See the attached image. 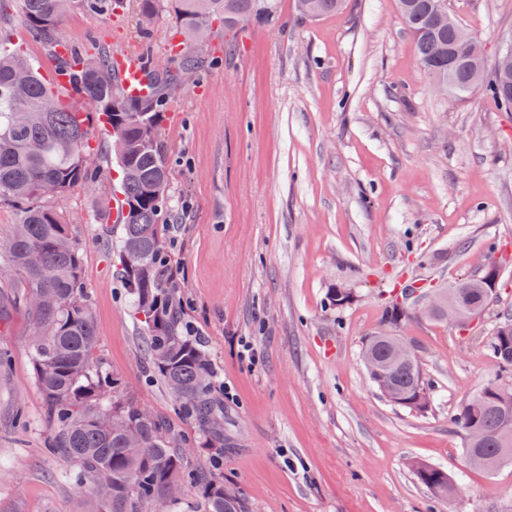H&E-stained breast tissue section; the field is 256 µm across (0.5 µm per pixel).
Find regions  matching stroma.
<instances>
[{
	"mask_svg": "<svg viewBox=\"0 0 512 512\" xmlns=\"http://www.w3.org/2000/svg\"><path fill=\"white\" fill-rule=\"evenodd\" d=\"M486 60L512 32V0H448ZM180 27L157 0L139 28L74 7L62 35L79 51L102 44L169 65ZM214 64L183 80L162 129L170 168L174 268L187 316L221 383L224 483L248 512H512V461L469 467L459 407L492 381L512 383L488 345L512 320V111L482 94L437 93L419 66L397 0H345L341 12L302 16L278 0L272 20L226 38ZM92 188L54 202L80 244L97 355L138 400L174 418V402L144 368L142 331L117 274L112 201L119 181L109 136L91 135ZM497 260L496 295L468 331L405 316L389 327L416 350L425 410L387 401L366 375L365 339L389 301L418 281L435 292ZM347 288V304L332 295ZM0 290V512H72L68 464L45 451L26 311ZM254 342L258 365L240 356ZM446 471L457 493L438 499L410 464Z\"/></svg>",
	"mask_w": 512,
	"mask_h": 512,
	"instance_id": "stroma-1",
	"label": "stroma"
}]
</instances>
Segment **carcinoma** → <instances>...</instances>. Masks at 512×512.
<instances>
[{
    "instance_id": "1",
    "label": "carcinoma",
    "mask_w": 512,
    "mask_h": 512,
    "mask_svg": "<svg viewBox=\"0 0 512 512\" xmlns=\"http://www.w3.org/2000/svg\"><path fill=\"white\" fill-rule=\"evenodd\" d=\"M185 43L217 22L229 30L252 18L276 15L277 0H174ZM438 0H398L400 15L414 38L416 58L433 81L458 96L475 91L492 99L489 84L470 86L472 60L459 43L458 29L436 25ZM30 34L48 51L61 37L70 8L95 12L127 9V0H20ZM343 0H298L299 13L332 14ZM105 47L82 55L76 95L105 117L118 143L112 162L121 177L123 213L113 256L139 321L148 356L146 371L156 375L173 397L182 419L195 424L203 444L224 445V404L218 378L201 337L187 333L183 299L170 274L171 241L162 220L169 212L170 168L160 137L168 86L208 63L188 51L175 69L146 64L151 92L126 95L110 66ZM89 120L69 111L41 80L39 68L0 38V202L22 205L20 220L7 242L3 273L20 292L14 302L27 312L34 334L30 355L35 384L49 426L50 457L74 465L69 476L78 495L76 512H136V504L154 501L157 512H247L244 498L224 487L215 468H199L192 440L165 417L141 408L126 392L117 372L96 355L97 331L85 297L79 243L71 225L52 205L79 185L93 182ZM494 292L481 273L462 278L436 298L435 320L464 300L482 311ZM401 338L386 332L369 337L362 353L402 402L421 411L426 385L419 364L394 361ZM503 366L512 365V323L498 328L489 344ZM455 421L475 430L466 442L467 462L493 470L512 460L497 444L501 428L512 424V403L475 394L459 408ZM417 480L434 496L448 499L455 488L440 468L420 464Z\"/></svg>"
}]
</instances>
